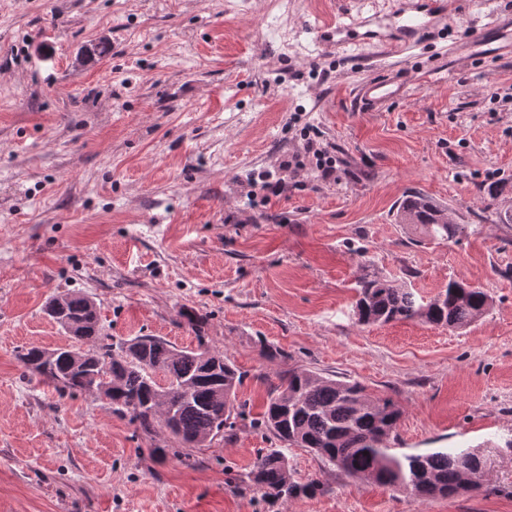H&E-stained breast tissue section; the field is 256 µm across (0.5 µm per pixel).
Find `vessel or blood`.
Wrapping results in <instances>:
<instances>
[{
    "instance_id": "obj_1",
    "label": "vessel or blood",
    "mask_w": 512,
    "mask_h": 512,
    "mask_svg": "<svg viewBox=\"0 0 512 512\" xmlns=\"http://www.w3.org/2000/svg\"><path fill=\"white\" fill-rule=\"evenodd\" d=\"M450 0H415L412 8L397 11L378 20L377 30H367L362 19L350 18L324 26L320 36L344 50L362 42H378L385 49L402 52L414 44L427 31L430 21L451 10ZM405 86L396 77L385 76L372 81L362 92L366 106L377 107L401 96Z\"/></svg>"
}]
</instances>
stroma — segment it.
I'll return each mask as SVG.
<instances>
[{"label":"stroma","instance_id":"obj_1","mask_svg":"<svg viewBox=\"0 0 512 512\" xmlns=\"http://www.w3.org/2000/svg\"><path fill=\"white\" fill-rule=\"evenodd\" d=\"M363 0H0V512H512V54L462 57L512 0H455L426 39L394 55L323 49L316 28L370 15ZM411 75L403 97L357 109L362 84ZM316 129L338 160L322 182L255 179ZM420 192L460 224L438 241L396 223ZM433 297L449 280L491 295L450 330L362 326L361 264ZM93 300L105 335L160 336L212 350L246 378L260 413L269 383L306 369L355 380L402 408L400 453L478 449L480 489L422 501L339 475L303 448L288 461L313 495L288 502L237 478L266 431L186 449L137 430L96 394H59L26 371L25 348L70 339L44 307ZM277 349L261 353V344ZM164 456H157V449Z\"/></svg>","mask_w":512,"mask_h":512}]
</instances>
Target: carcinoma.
I'll return each instance as SVG.
<instances>
[{"label": "carcinoma", "instance_id": "cac0c4a2", "mask_svg": "<svg viewBox=\"0 0 512 512\" xmlns=\"http://www.w3.org/2000/svg\"><path fill=\"white\" fill-rule=\"evenodd\" d=\"M398 223L419 227L432 237L447 240L460 230L448 221L447 208L427 196L411 192L398 203ZM355 316L361 325L419 320L462 329L486 314L492 298L483 288L464 297L456 281L425 301L374 268L362 266ZM46 313L73 339L47 350L31 346L19 354L23 366L53 383L60 391H83L95 382L109 386L112 414L129 417L145 434L165 429L188 446L198 437L231 434L242 416L235 404L244 374L219 351L213 363L203 362L194 348H179L158 336H135L107 342L89 298L70 295L61 309L55 301ZM88 348L90 358L77 365L74 344ZM401 411L390 397H378L359 382L336 380L309 370H290L270 387L264 412L255 425L268 430L281 447L258 456L246 474V486L286 502L314 494L319 484L301 483L289 468L286 451L307 448L347 478L367 480L429 501L458 495L469 472L485 468L477 452L439 448L418 454L392 452L389 441Z\"/></svg>", "mask_w": 512, "mask_h": 512}]
</instances>
